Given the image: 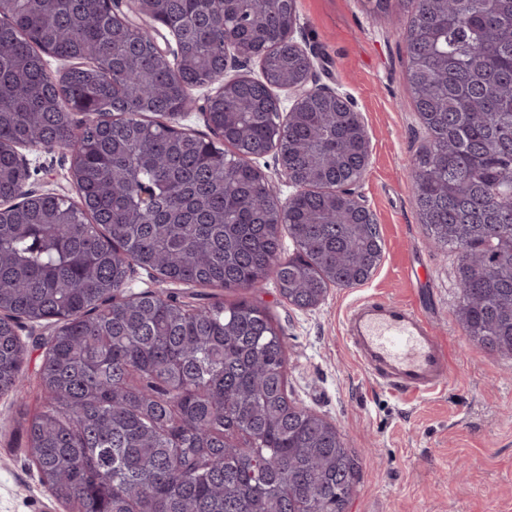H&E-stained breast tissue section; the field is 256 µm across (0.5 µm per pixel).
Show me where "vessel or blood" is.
Listing matches in <instances>:
<instances>
[{"mask_svg": "<svg viewBox=\"0 0 512 512\" xmlns=\"http://www.w3.org/2000/svg\"><path fill=\"white\" fill-rule=\"evenodd\" d=\"M343 334L372 379L399 395H429L446 388L452 378L447 349L417 306L361 298L348 310Z\"/></svg>", "mask_w": 512, "mask_h": 512, "instance_id": "1", "label": "vessel or blood"}]
</instances>
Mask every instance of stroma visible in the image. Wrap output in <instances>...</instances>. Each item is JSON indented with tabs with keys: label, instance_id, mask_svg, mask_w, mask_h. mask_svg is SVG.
Listing matches in <instances>:
<instances>
[{
	"label": "stroma",
	"instance_id": "1",
	"mask_svg": "<svg viewBox=\"0 0 512 512\" xmlns=\"http://www.w3.org/2000/svg\"><path fill=\"white\" fill-rule=\"evenodd\" d=\"M298 25L323 83L360 113L370 142L358 190L384 243L364 285L329 288L312 309L288 304L274 282L250 292L288 341V395L336 424L362 463L348 512H512V359L486 352L458 325L455 256L432 246L414 202L413 158L425 139L405 80V17L371 16L366 0H296ZM30 188L70 198V160L30 150ZM378 295L416 305L446 341L453 381L404 397L375 383L343 338L348 308ZM27 351L18 394L0 395V512H69L40 484L18 426L41 409L47 323L20 322Z\"/></svg>",
	"mask_w": 512,
	"mask_h": 512
}]
</instances>
